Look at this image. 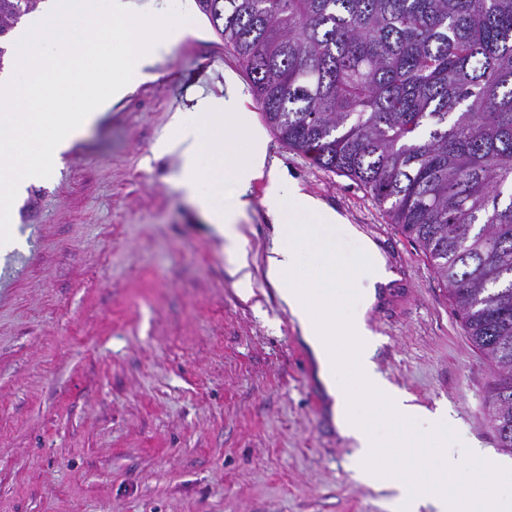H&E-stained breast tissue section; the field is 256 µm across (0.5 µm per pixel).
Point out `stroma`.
<instances>
[{"label":"stroma","instance_id":"35a3bbf8","mask_svg":"<svg viewBox=\"0 0 512 512\" xmlns=\"http://www.w3.org/2000/svg\"><path fill=\"white\" fill-rule=\"evenodd\" d=\"M149 14L191 10L190 31L27 187L14 223L28 249L0 266V512H389L356 481L349 445L297 325L264 276L280 225L254 181L243 216L253 295L238 296L224 241L158 153L174 113L248 78L194 0H135ZM182 78L170 92L174 78ZM302 190L374 239L400 280L367 316L379 371L415 402L447 405L460 490L486 481L470 443L512 458L485 424L493 379L429 261L349 178L268 135ZM399 477L423 480L441 451L388 449Z\"/></svg>","mask_w":512,"mask_h":512}]
</instances>
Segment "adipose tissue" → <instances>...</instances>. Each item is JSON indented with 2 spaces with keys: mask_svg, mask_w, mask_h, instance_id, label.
Here are the masks:
<instances>
[{
  "mask_svg": "<svg viewBox=\"0 0 512 512\" xmlns=\"http://www.w3.org/2000/svg\"><path fill=\"white\" fill-rule=\"evenodd\" d=\"M240 89L227 79L223 104L204 98L194 118L177 113L176 142L182 145L180 184L211 219L232 260V274L242 298L253 294L251 259L240 222L250 206L254 181L267 179V202L286 236L267 258L265 277L287 307L316 364L317 377L332 398V412L339 434L354 449L352 466L364 484L391 494L392 512H462L448 492V479L459 461L448 451L453 419L445 406L427 410L412 397L392 386L374 361L378 339L366 322L377 300V290L388 285L394 274L387 267L377 243L346 217L321 200L290 184L280 193L281 166L270 158L262 131L247 125L240 107ZM218 157L223 170L209 168L206 156ZM225 173L237 186V202L227 210L207 189L218 173ZM309 223H300V216ZM355 245L351 257L336 247L337 235ZM314 258V273L301 272L306 256ZM411 423V430L397 439H379L376 424L388 419ZM435 442L445 450L442 476L430 483L397 479L381 463L385 449L421 448Z\"/></svg>",
  "mask_w": 512,
  "mask_h": 512,
  "instance_id": "ef3b65f1",
  "label": "adipose tissue"
}]
</instances>
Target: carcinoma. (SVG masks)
Returning <instances> with one entry per match:
<instances>
[{
  "instance_id": "1",
  "label": "carcinoma",
  "mask_w": 512,
  "mask_h": 512,
  "mask_svg": "<svg viewBox=\"0 0 512 512\" xmlns=\"http://www.w3.org/2000/svg\"><path fill=\"white\" fill-rule=\"evenodd\" d=\"M39 0H0L11 30ZM288 149L423 252L494 379L512 451V0H196Z\"/></svg>"
}]
</instances>
